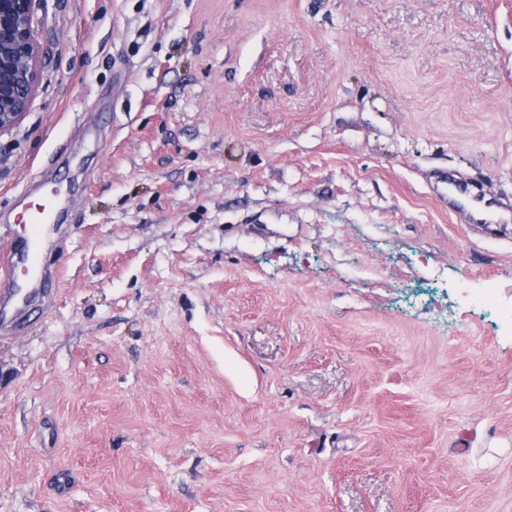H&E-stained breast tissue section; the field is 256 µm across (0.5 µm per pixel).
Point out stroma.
I'll return each instance as SVG.
<instances>
[{
    "label": "stroma",
    "instance_id": "obj_1",
    "mask_svg": "<svg viewBox=\"0 0 512 512\" xmlns=\"http://www.w3.org/2000/svg\"><path fill=\"white\" fill-rule=\"evenodd\" d=\"M0 237V512H512V0H46ZM476 440L457 449L461 433ZM448 204L464 213L473 223L485 222L483 218H477L481 213L482 199L477 196H471L467 187L460 183H451L448 185ZM20 222L28 226L23 236L0 240V319L2 317L3 323L7 312L26 300L16 288L19 285L18 263L22 255L29 256L37 282L59 277L57 268H50L41 262L44 248L42 224H45V214H29L23 216Z\"/></svg>",
    "mask_w": 512,
    "mask_h": 512
}]
</instances>
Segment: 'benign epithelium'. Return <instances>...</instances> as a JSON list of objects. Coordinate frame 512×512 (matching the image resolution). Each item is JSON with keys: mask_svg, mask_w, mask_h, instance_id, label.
Wrapping results in <instances>:
<instances>
[{"mask_svg": "<svg viewBox=\"0 0 512 512\" xmlns=\"http://www.w3.org/2000/svg\"><path fill=\"white\" fill-rule=\"evenodd\" d=\"M42 0H0V134L30 110L43 77L37 12Z\"/></svg>", "mask_w": 512, "mask_h": 512, "instance_id": "benign-epithelium-1", "label": "benign epithelium"}]
</instances>
